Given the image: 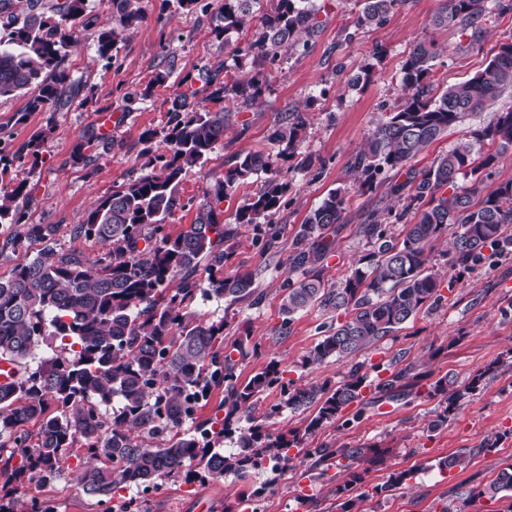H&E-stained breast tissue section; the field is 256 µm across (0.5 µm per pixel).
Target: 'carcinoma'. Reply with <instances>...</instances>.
I'll use <instances>...</instances> for the list:
<instances>
[{
	"instance_id": "1",
	"label": "carcinoma",
	"mask_w": 512,
	"mask_h": 512,
	"mask_svg": "<svg viewBox=\"0 0 512 512\" xmlns=\"http://www.w3.org/2000/svg\"><path fill=\"white\" fill-rule=\"evenodd\" d=\"M112 17L119 28L102 31L98 53L112 58L118 29L134 26L139 10L133 0H110ZM307 0H277L274 11L262 16L261 29L247 41L245 51L276 59L282 47L308 48L299 36H314L320 26L317 10ZM257 0H224L214 32L218 38L242 29ZM407 0H364L357 17L360 27L382 24ZM12 0H0V97L30 87L37 90L26 111L59 112L80 94L71 83L62 61L75 45L72 29L84 16L86 0H59L53 15L30 11L19 18L11 11ZM487 0H447L435 15L437 28L457 27L469 33L470 44L480 41L493 12ZM433 46L416 44L400 68L404 101L372 131L366 147L352 163L358 173L353 188L329 192L305 218L296 234L290 278L280 305V330L290 327L295 316L317 307L330 316L325 334L303 357L302 367L320 365L330 358L340 362L392 336L421 310L441 297L443 280L430 266L435 242L456 224L452 266L469 267L484 250L505 240L512 224V181L495 187L484 184L481 172L494 163L497 152L512 147V107L496 112L472 140L461 141L418 174L410 162L444 135L466 114L481 112L486 103L512 91V43L500 46L487 66L475 76L442 88L436 85ZM201 86L181 92L171 111L166 147L150 155L148 171L126 187L103 197L76 225L77 237L95 240L109 250L90 262L74 253L55 250L57 224H29L18 200L27 196L26 182L12 176L14 162L27 152L37 156L41 132L16 151L0 146V224H19L23 231L3 239L0 253L24 243H41L37 255L13 267L0 279V361L11 363L16 378L0 383V456L5 454L0 476L4 494L0 512H55L51 500L32 495L25 502L13 498L15 488L39 491L64 475L63 463L74 445L83 459L76 475L84 492L110 502L120 491L137 488L141 494L157 492L165 484L190 483L198 477L241 479L261 469L265 460L281 465L293 460L292 448L300 445L344 409L364 398L367 374L364 365H351L335 388L323 384L296 386L284 382L277 364L271 363L247 382H238V359L249 350L244 340L224 345L227 322H206L191 309L198 294L230 298L235 303L258 296L253 276L239 272L224 276V264L232 254L230 241L236 229L226 227L221 216L224 199L253 177L268 175L262 190L237 208L235 223L248 227L281 206L285 186L272 169L271 154L258 151L237 157L200 204L193 224L176 236L165 232V219L184 207L178 186L186 168L203 165L224 140L229 113L198 112L193 100L200 93L215 101L253 102L263 95V80L224 77L204 71ZM305 116L287 112L278 120L272 144L282 155L294 149ZM487 145L496 152L476 153ZM99 141L79 143L77 161L94 160ZM392 171L398 179L388 193L402 202L396 220L413 214L414 223L401 235L392 236L384 224L368 213L359 233L371 245L334 284L324 279V266L334 252L336 233L344 223L350 200L373 188L376 176ZM404 180H399L400 176ZM472 176V185L456 190L460 176ZM450 188L448 195L441 189ZM205 265L208 287L198 288L196 276ZM344 319H339V316ZM42 344L53 356L31 366L34 351ZM405 367L378 384L390 397L407 396L417 375ZM488 370L467 383L448 390L450 380L428 385L427 394L443 396L448 405L476 392ZM224 388V417L184 428L187 420L205 406L212 392ZM279 391L282 400L259 409L260 396ZM313 409L303 432L272 433L266 421L282 409ZM250 426H240L242 417ZM36 433H31V428ZM235 447L221 448L224 440ZM372 454L384 461L378 448H318L322 462L333 455L350 462ZM358 483V475L336 485L341 512H352L358 498L346 493ZM485 493H502L512 499V463L506 465Z\"/></svg>"
}]
</instances>
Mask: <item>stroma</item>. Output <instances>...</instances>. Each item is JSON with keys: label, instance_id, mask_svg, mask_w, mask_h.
I'll return each mask as SVG.
<instances>
[{"label": "stroma", "instance_id": "1", "mask_svg": "<svg viewBox=\"0 0 512 512\" xmlns=\"http://www.w3.org/2000/svg\"><path fill=\"white\" fill-rule=\"evenodd\" d=\"M320 27L307 50L282 52L277 60L255 59L243 49L255 32L249 23L228 40L211 33L219 0H198L192 10L179 8L177 0H141L143 19L127 30L111 59H101L97 39L111 27L107 0H87L84 20L74 28L76 44L63 65L81 92L60 112H26L27 94L0 97V139L19 147L42 134L38 161L24 159L16 168L27 182L23 200L31 224L59 227L57 247L92 261L101 243L74 237L98 201L145 173L148 160L142 137L152 133L153 148L165 145L169 109L188 81L199 72H225L244 79L255 73L269 78V91L259 103L236 101L218 104L200 101V108H225L232 114L224 140L204 165L188 168L178 187L183 203L165 221V230L178 234L192 224L207 190L222 178L235 157L269 151L270 138L282 113L299 110L307 123L299 134L293 157L277 159L276 172L288 191L279 210L259 226L240 229L225 275L252 273L259 302L197 296L193 308L205 320L227 319L225 343L249 337L260 346L258 355L240 362V380H248L271 361L279 362L285 380L294 384L338 386L348 364L328 360L312 368L301 361L322 334L325 317L312 308L296 315L287 331H280L282 288L288 277V257L294 251L296 232L306 216L326 194L351 186V160L366 144L379 121L403 100L399 82L402 61L417 43L434 45V75L450 85L474 76L512 42V12L490 24L478 44L457 29L439 30L433 16L444 0H408L390 13L383 24L360 28L355 24L363 0H312ZM169 71L165 84H153L159 71ZM512 106V93L490 102L485 111L457 123L416 157L412 166L421 171L456 142L470 139L472 130L488 122L493 113ZM102 137L105 150L90 162H77L73 151L82 140ZM385 175H378L373 191L354 196L336 238V252L327 261L326 276L340 271L368 248L358 232L366 213L377 212L390 233L402 225L395 215L402 209L387 193ZM452 234H445L432 250V265L452 283L441 302L419 313L395 335L377 341L358 354L368 370L365 405H351L340 419L325 425L306 441L314 448H357L374 445L385 451L381 463L363 457L352 471L361 478L368 499L359 512H507L512 500L470 499L473 490L488 488L505 464L512 462V252L485 251L483 259L468 268L449 265ZM450 377L464 383L480 369L491 368L482 388L447 411L443 397L420 393L405 398L377 397L374 383L404 367ZM448 420L436 425L440 413ZM503 433L499 447L488 454L470 456L487 438ZM468 454V462L440 469L442 459ZM68 473L53 486L41 489L56 512H106L107 503L85 495L72 473L76 457H69ZM413 474L401 488L385 491L392 472ZM335 460L315 463L298 459L285 468H267L241 479L227 475L190 484L169 483L159 492L140 499L142 512H338L334 490L342 483ZM272 485V492L253 497L255 488Z\"/></svg>", "mask_w": 512, "mask_h": 512}]
</instances>
